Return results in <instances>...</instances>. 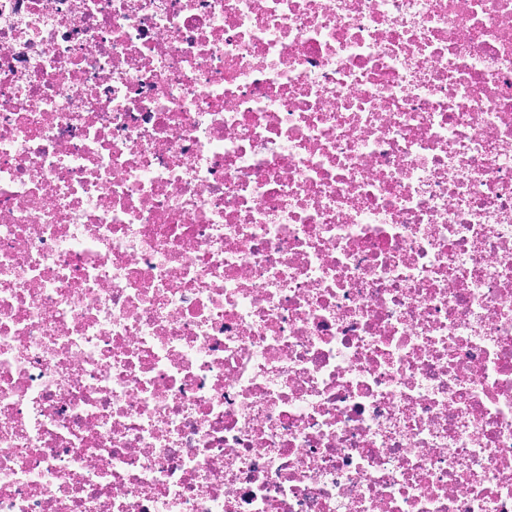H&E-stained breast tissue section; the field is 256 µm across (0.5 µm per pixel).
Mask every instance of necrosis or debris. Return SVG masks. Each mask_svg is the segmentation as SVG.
Returning <instances> with one entry per match:
<instances>
[{"mask_svg":"<svg viewBox=\"0 0 512 512\" xmlns=\"http://www.w3.org/2000/svg\"><path fill=\"white\" fill-rule=\"evenodd\" d=\"M0 512H512V0H0Z\"/></svg>","mask_w":512,"mask_h":512,"instance_id":"1","label":"necrosis or debris"}]
</instances>
